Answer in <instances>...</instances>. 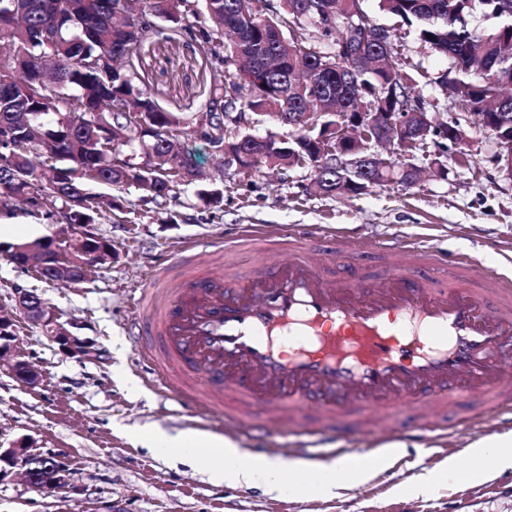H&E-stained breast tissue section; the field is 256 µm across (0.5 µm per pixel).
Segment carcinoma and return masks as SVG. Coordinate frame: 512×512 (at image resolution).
I'll return each instance as SVG.
<instances>
[{"label":"carcinoma","instance_id":"carcinoma-1","mask_svg":"<svg viewBox=\"0 0 512 512\" xmlns=\"http://www.w3.org/2000/svg\"><path fill=\"white\" fill-rule=\"evenodd\" d=\"M106 18L115 11L124 12L139 36L130 40H114L102 23L81 16L60 23L32 7L16 14L14 29L9 31L12 42L27 45L32 69L46 53H56L63 61L67 80L58 90L42 83L26 81L12 67L0 62V126L13 125L17 139L0 146L4 161L24 156L22 148L33 153L26 157L25 180L20 187H1L0 195L27 196L31 208L37 206L55 211L62 223L73 229L81 224V213L99 215L120 209L117 194L135 187L144 197L165 200L175 192L177 184L165 180L162 170L169 167L165 156L169 146L152 143L141 137L132 123L122 126L123 138L115 143L114 152L123 164L114 165L101 158L93 134L99 123L112 122V113L121 112L128 103L126 93L143 83L137 61L142 45L159 33L158 16L171 9L182 14L172 22L171 31L186 33L198 43L205 62L211 65L208 109L224 102V110L236 113L237 123L248 114L273 117L276 112H303L311 104L322 113L320 125L313 130L302 127L291 130L288 139L280 142L267 136L262 144L256 136L229 132L226 142L231 152L251 176L273 165L282 170L300 167L299 146H309L317 137L321 125L341 126L343 114L357 112L362 105H372L378 111L402 112L411 115L409 130L421 133L420 148L433 143L436 161L448 152V146L461 139L459 123L426 126L425 103L417 94L425 78L417 66L403 62L394 48L390 30L378 23L364 7V0H335L339 29H331L322 39L297 35L304 24L298 14L301 0H257L261 3L256 14L269 20L268 27L278 28L281 39L266 41L262 30L247 46L246 53L261 65L265 54L271 53L288 60V64L260 78L262 89L248 91L251 81L242 75L240 47L224 42V25L238 20L245 0H221L223 19L194 29L193 21L208 15L207 0H98ZM500 0H378L379 10L400 22L416 28L419 39L433 52L450 60L451 66L432 82L448 89L457 107L463 112L485 113L483 128L500 143L503 160L512 155V10L497 8ZM348 29L357 33L359 55L349 59L339 47L340 32ZM123 54L124 82L108 68L89 76L85 62L91 56ZM23 101L34 104L42 112L44 125L28 128L20 124L12 104ZM78 104L82 123L76 127L63 124L64 106ZM156 158L155 170L148 173L134 162L141 154ZM83 168L93 173L91 181L111 189L107 194L88 192L83 179L63 178L52 181L49 169ZM401 162L390 161L381 170L367 171L365 188L379 186L390 180L392 173L400 180H410L413 174L400 171ZM306 168L316 179L318 194L342 196L363 194L353 185L342 183L338 174L318 171L312 163Z\"/></svg>","mask_w":512,"mask_h":512}]
</instances>
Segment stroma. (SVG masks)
<instances>
[{
  "label": "stroma",
  "instance_id": "35a3bbf8",
  "mask_svg": "<svg viewBox=\"0 0 512 512\" xmlns=\"http://www.w3.org/2000/svg\"><path fill=\"white\" fill-rule=\"evenodd\" d=\"M401 57L430 76L448 70L414 32L382 17ZM144 91L164 108L189 117L204 109L210 74L197 47L163 31L139 51ZM425 102H438V118L460 122L471 147L466 162L449 160L448 173L431 171L433 148L416 151L422 170L411 189L389 184L354 197L309 193L310 172L265 170L248 178L224 177L219 204L204 205L197 191L213 182L216 163L207 145L192 139L186 158L202 174L159 205L129 189L120 210L97 216L96 230L111 240V263L86 280L60 284L37 279L0 260V311L15 315L18 351L41 372L38 386L13 378L0 362V446L31 439L37 450L66 456L69 490L44 496L20 475L0 481V512H512V468L478 481L448 477V456L431 460L399 450L393 460L353 487L333 495L271 494L262 485L242 487L211 480L201 457H176L148 444L150 435L189 426L172 402L148 389L137 352L124 328L127 296L160 258L177 259L186 242L205 243L245 224L341 227L369 241L391 236L428 238L454 254L476 253L484 268L512 254V178L497 160L496 140L477 116L461 112L433 84H420ZM59 216L33 214L11 202L0 205V239L53 235ZM37 291L62 320L77 321V336L92 340L102 361L62 355L24 317L16 290Z\"/></svg>",
  "mask_w": 512,
  "mask_h": 512
}]
</instances>
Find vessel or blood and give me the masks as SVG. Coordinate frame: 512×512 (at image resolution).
I'll list each match as a JSON object with an SVG mask.
<instances>
[{"mask_svg":"<svg viewBox=\"0 0 512 512\" xmlns=\"http://www.w3.org/2000/svg\"><path fill=\"white\" fill-rule=\"evenodd\" d=\"M323 235L330 249L321 253L310 230L241 226L153 266L133 299L145 382L196 425L221 418L259 432L279 422L312 458L373 466L362 434L406 407L415 417L399 443L430 452L451 432L469 454L464 436L481 418L459 415L461 403L512 412L503 369L512 278L475 277L476 257L451 259L410 239L392 240L394 261L377 273L351 265L336 274L351 237L332 227ZM256 242L288 250V261L225 267V253ZM447 264L456 276H436Z\"/></svg>","mask_w":512,"mask_h":512,"instance_id":"obj_1","label":"vessel or blood"}]
</instances>
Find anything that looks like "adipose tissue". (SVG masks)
<instances>
[{
  "instance_id": "obj_1",
  "label": "adipose tissue",
  "mask_w": 512,
  "mask_h": 512,
  "mask_svg": "<svg viewBox=\"0 0 512 512\" xmlns=\"http://www.w3.org/2000/svg\"><path fill=\"white\" fill-rule=\"evenodd\" d=\"M155 445L163 450L179 449L189 453L201 446L210 447L211 452L207 455L206 461L214 481L238 486H250L260 482L265 485L268 492L277 494L330 492L365 479L368 475L367 470L353 471L333 463L310 468L301 462L277 458L258 460L241 452L233 444H224L216 439L185 433L156 439Z\"/></svg>"
}]
</instances>
